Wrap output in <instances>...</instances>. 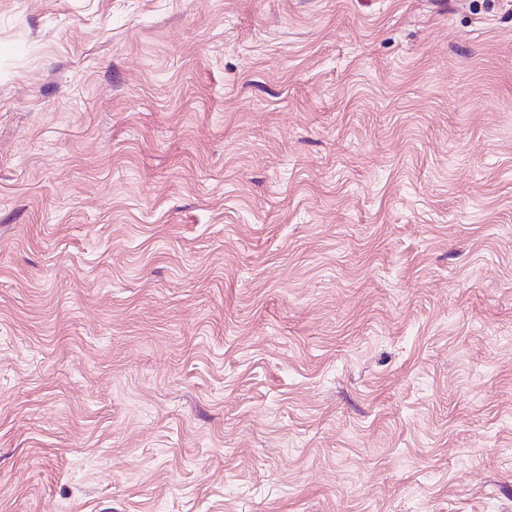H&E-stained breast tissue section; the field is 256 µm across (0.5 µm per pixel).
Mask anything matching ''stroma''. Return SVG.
Masks as SVG:
<instances>
[{
	"mask_svg": "<svg viewBox=\"0 0 512 512\" xmlns=\"http://www.w3.org/2000/svg\"><path fill=\"white\" fill-rule=\"evenodd\" d=\"M0 512H512V0H0Z\"/></svg>",
	"mask_w": 512,
	"mask_h": 512,
	"instance_id": "35a3bbf8",
	"label": "stroma"
}]
</instances>
